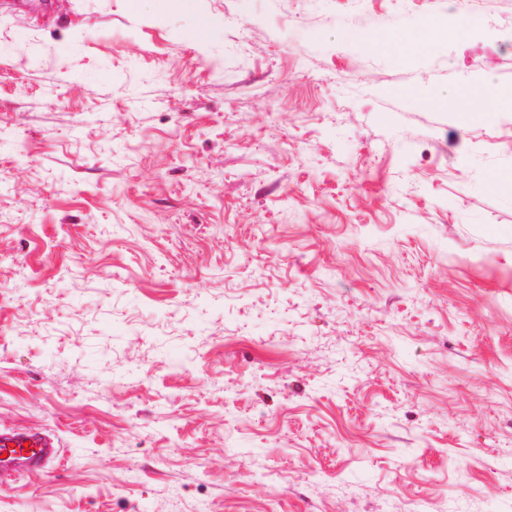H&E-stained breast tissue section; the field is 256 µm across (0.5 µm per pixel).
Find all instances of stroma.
<instances>
[{
	"label": "stroma",
	"mask_w": 512,
	"mask_h": 512,
	"mask_svg": "<svg viewBox=\"0 0 512 512\" xmlns=\"http://www.w3.org/2000/svg\"><path fill=\"white\" fill-rule=\"evenodd\" d=\"M393 2L0 0V512H512V0ZM29 442L25 448L24 443ZM7 452L6 458H1ZM57 459V448L47 437L26 431H0V477L4 470L34 472Z\"/></svg>",
	"instance_id": "35a3bbf8"
}]
</instances>
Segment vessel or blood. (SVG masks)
Returning <instances> with one entry per match:
<instances>
[{"label":"vessel or blood","instance_id":"b4317fda","mask_svg":"<svg viewBox=\"0 0 512 512\" xmlns=\"http://www.w3.org/2000/svg\"><path fill=\"white\" fill-rule=\"evenodd\" d=\"M56 458L54 443L43 435L19 430L0 431V473L39 471Z\"/></svg>","mask_w":512,"mask_h":512}]
</instances>
